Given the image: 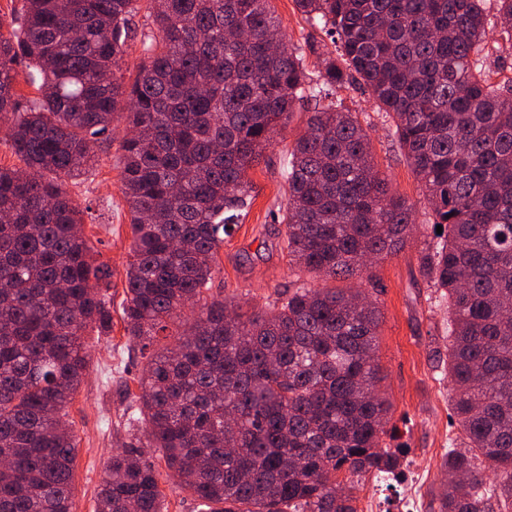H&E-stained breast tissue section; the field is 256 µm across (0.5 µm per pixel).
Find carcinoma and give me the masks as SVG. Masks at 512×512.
I'll use <instances>...</instances> for the list:
<instances>
[{"label":"carcinoma","mask_w":512,"mask_h":512,"mask_svg":"<svg viewBox=\"0 0 512 512\" xmlns=\"http://www.w3.org/2000/svg\"><path fill=\"white\" fill-rule=\"evenodd\" d=\"M140 0H23L0 32V116L24 166L0 167V512H71L76 449L64 411L88 366V329L112 327L110 266L83 236L63 180L94 169L121 119L132 259L123 316L149 355L142 433L112 454L97 512H167L158 449L209 512H357L347 480L391 477L383 437L379 307L348 289L298 287L242 311L208 298L224 236L296 104L314 103L281 177L288 263L361 277L403 247L412 206L379 177L357 81L386 113L432 225L421 273L448 298V382L465 440L448 450L439 512H512V93L491 83L485 37L512 41V0H294L332 38L276 50L271 0H147L156 32L134 83L118 76ZM319 61L308 79L305 54ZM39 95L15 90L16 66ZM497 475L486 491L482 470Z\"/></svg>","instance_id":"obj_1"}]
</instances>
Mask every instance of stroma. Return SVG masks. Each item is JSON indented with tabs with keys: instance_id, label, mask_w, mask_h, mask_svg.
<instances>
[{
	"instance_id": "obj_1",
	"label": "stroma",
	"mask_w": 512,
	"mask_h": 512,
	"mask_svg": "<svg viewBox=\"0 0 512 512\" xmlns=\"http://www.w3.org/2000/svg\"><path fill=\"white\" fill-rule=\"evenodd\" d=\"M271 7L287 45L303 48L315 40L323 50L334 51L330 37L303 19L294 0H271ZM338 95L347 110L358 113L370 136L375 162L392 190L412 205L416 226L411 237L399 252L375 263L367 280L323 279L289 266L286 228L275 223L271 213L288 201L281 170L289 149L307 129L313 109L307 102L297 106L261 163L248 170L252 203L219 250L221 272L210 285L211 293L247 308L267 307L277 293L302 285L351 289L377 300L381 310L377 355L385 375L380 389L390 403L387 428L408 453L392 483L371 476L355 483L356 506L359 512H400L402 499L409 495L418 499L419 512H438V498L447 483L448 446L461 442L463 432L448 386V302L420 274L425 243L434 236L431 217L420 184L394 138L390 118L378 112L360 84H351ZM128 135L125 124H117L110 139L96 147L101 162L94 171L64 184L82 212L84 233L97 258L112 269V330L102 337L86 332L91 345L88 369L65 418L77 448L73 512H96L108 459L139 428L131 418V405L147 358L126 335L122 314L132 246L120 175L122 143Z\"/></svg>"
}]
</instances>
